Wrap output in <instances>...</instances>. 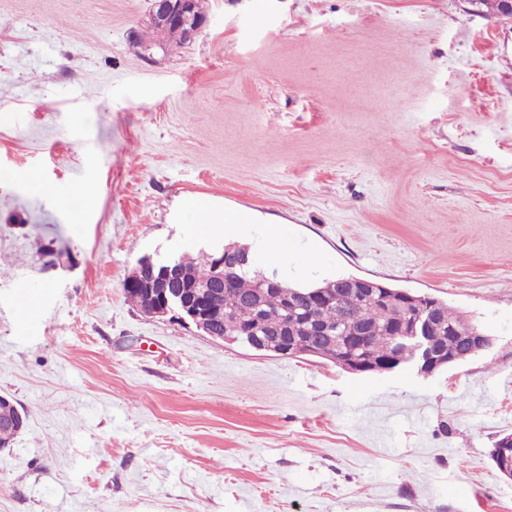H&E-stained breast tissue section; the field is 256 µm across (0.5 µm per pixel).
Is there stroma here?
I'll return each mask as SVG.
<instances>
[{
    "instance_id": "stroma-1",
    "label": "stroma",
    "mask_w": 512,
    "mask_h": 512,
    "mask_svg": "<svg viewBox=\"0 0 512 512\" xmlns=\"http://www.w3.org/2000/svg\"><path fill=\"white\" fill-rule=\"evenodd\" d=\"M0 0V512H512V18L469 0ZM83 191L74 207L63 190ZM273 265L443 300L491 346L351 374L152 318L123 283L193 202ZM149 12L148 22L159 25L160 27L171 23L181 26L186 31L189 41H193L205 27L207 14L205 10V0H192V9L190 0H153ZM149 30L142 36L138 35L137 39L141 43H152L157 40H164L167 43L183 44L186 43L184 31L179 27H169L161 30L154 25H146ZM9 400L11 401L12 405L6 404V403H10ZM0 402H6L5 404L1 405V407H0L1 415L2 416H10V417H12V418H5V419H1V417H0V430L2 428H7V429H11V430L14 429L15 430V434H16L13 437L14 433L11 432V431L0 432V439H1V441L6 442L5 444H1L0 446H1V448H5V447H8L12 443V440L20 432L21 427H22V423H21L20 418L18 419L16 417H14V416H18V412L14 408L15 404H14V402L10 398L8 399V397L1 395L0 396ZM7 440H8V442H7Z\"/></svg>"
}]
</instances>
